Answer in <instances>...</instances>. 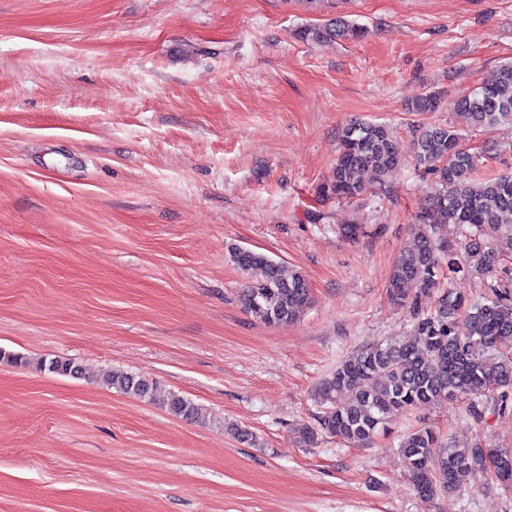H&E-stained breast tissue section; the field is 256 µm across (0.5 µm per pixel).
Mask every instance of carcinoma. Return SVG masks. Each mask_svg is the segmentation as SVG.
<instances>
[{"mask_svg":"<svg viewBox=\"0 0 512 512\" xmlns=\"http://www.w3.org/2000/svg\"><path fill=\"white\" fill-rule=\"evenodd\" d=\"M364 28L344 19L297 32L302 40L331 42L361 37ZM439 99L423 95L407 105L409 112L435 110ZM452 110L462 126L434 125L413 140L415 164L435 175L441 192L418 217L413 247L394 261L387 294L409 309L411 339L369 344L345 359L315 389L323 406L321 430L352 445L369 443L395 411L420 404L464 399L476 423L488 400L504 402L512 390V174L481 176L480 156L471 151L462 128L512 127V60L491 70L472 91L456 97ZM402 164L392 131L375 122L353 123L338 135V154L320 188L324 199L351 200L371 186L370 173L381 184ZM469 228L455 246L436 237V225ZM231 261L251 279L239 300L260 320L286 325L309 306L311 291L302 273L256 251L235 248ZM465 266L490 279V293L471 300L440 287L444 271ZM32 366L43 372L80 377L84 368L72 360H29L0 349V362ZM103 384L124 395L156 404L169 414L199 421L201 409L178 394L162 393L157 383L117 370ZM405 471L421 496L456 490L460 476L492 479L512 491V448L481 440L467 448L445 442L435 429L421 426L398 445Z\"/></svg>","mask_w":512,"mask_h":512,"instance_id":"obj_1","label":"carcinoma"}]
</instances>
